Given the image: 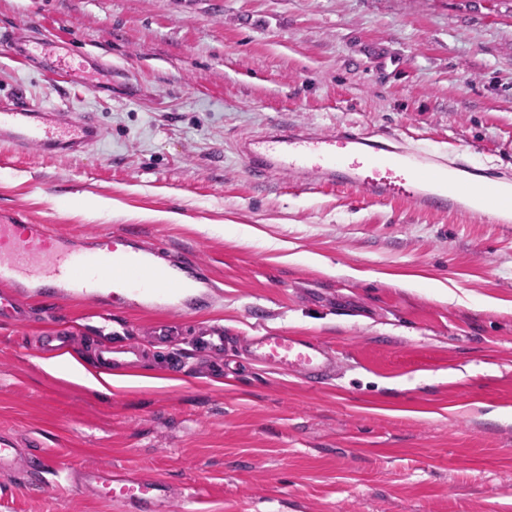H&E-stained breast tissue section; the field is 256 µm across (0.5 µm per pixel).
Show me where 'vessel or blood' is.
I'll use <instances>...</instances> for the list:
<instances>
[{
	"label": "vessel or blood",
	"mask_w": 512,
	"mask_h": 512,
	"mask_svg": "<svg viewBox=\"0 0 512 512\" xmlns=\"http://www.w3.org/2000/svg\"><path fill=\"white\" fill-rule=\"evenodd\" d=\"M0 50L20 61L49 54L50 43L21 33L0 35ZM101 138L93 113L31 105L22 94L0 99V143L13 154L34 148L47 155H77ZM254 175L314 174L320 182L349 185L372 198L403 196L424 211H464L469 202L512 213V191L488 190L480 171L463 159L451 165L458 178L453 189L424 190V172L417 162L420 149L396 137H376L351 130L318 134L285 126L246 140L240 147ZM157 247L143 244L126 232H101L88 237L64 234L45 224L0 222V284L21 289L29 298L60 300L74 295L92 297L110 284L118 304L174 311L177 303L192 299L195 289L213 288L203 264L185 256L160 264ZM238 346L254 363L288 366L308 382L321 384L338 369L331 348L305 336L264 331L231 339L216 332L194 339L202 353L220 359L228 345ZM125 346H103L97 363L104 372L131 369ZM53 459L23 447L9 432H0V474L36 479L53 470ZM68 485L91 497L117 501L124 512H167L172 496L161 475L125 469L87 466L67 472Z\"/></svg>",
	"instance_id": "obj_1"
}]
</instances>
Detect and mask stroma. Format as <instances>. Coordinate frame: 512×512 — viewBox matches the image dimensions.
Instances as JSON below:
<instances>
[{"mask_svg": "<svg viewBox=\"0 0 512 512\" xmlns=\"http://www.w3.org/2000/svg\"><path fill=\"white\" fill-rule=\"evenodd\" d=\"M30 25L71 68L101 56L139 91L0 53V97L102 130L77 156L0 147V220L194 255L217 289L175 316L183 335L285 330L340 371L313 386L231 348L227 383L185 344L174 374L146 348L163 315L108 289L23 296L24 320L0 319V430L62 470L155 471L171 512L189 496L199 512H512V224L254 177L235 149L277 125L350 127L460 149L508 181L512 0H0V30ZM53 329L85 378L50 367ZM102 344L138 347L134 372L99 373ZM0 512L123 509L0 476Z\"/></svg>", "mask_w": 512, "mask_h": 512, "instance_id": "35a3bbf8", "label": "stroma"}]
</instances>
